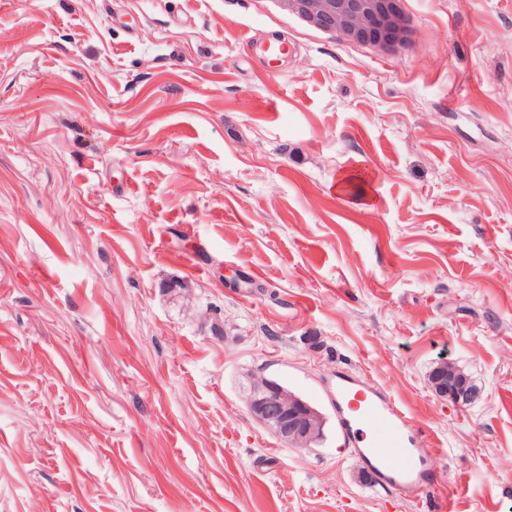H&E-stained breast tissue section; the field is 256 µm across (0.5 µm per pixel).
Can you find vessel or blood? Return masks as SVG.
Returning <instances> with one entry per match:
<instances>
[{
  "instance_id": "1",
  "label": "vessel or blood",
  "mask_w": 512,
  "mask_h": 512,
  "mask_svg": "<svg viewBox=\"0 0 512 512\" xmlns=\"http://www.w3.org/2000/svg\"><path fill=\"white\" fill-rule=\"evenodd\" d=\"M357 465L371 469L377 486L416 496L435 484L428 455L418 447L407 413L382 388L338 373L329 391Z\"/></svg>"
}]
</instances>
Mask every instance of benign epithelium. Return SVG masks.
Here are the masks:
<instances>
[{
	"label": "benign epithelium",
	"instance_id": "obj_1",
	"mask_svg": "<svg viewBox=\"0 0 512 512\" xmlns=\"http://www.w3.org/2000/svg\"><path fill=\"white\" fill-rule=\"evenodd\" d=\"M288 9L340 38L393 50L409 37L401 0H287ZM433 382L441 395L467 404L474 392L457 379L458 370L440 364ZM247 405L255 420L292 448H311L323 439L325 417L301 397L265 376L254 377Z\"/></svg>",
	"mask_w": 512,
	"mask_h": 512
}]
</instances>
